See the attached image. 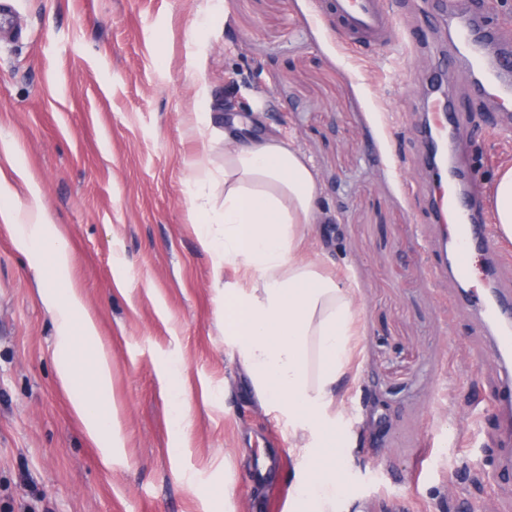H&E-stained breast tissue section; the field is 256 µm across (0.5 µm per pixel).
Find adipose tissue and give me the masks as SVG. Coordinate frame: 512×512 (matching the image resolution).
Wrapping results in <instances>:
<instances>
[{
    "label": "adipose tissue",
    "instance_id": "adipose-tissue-1",
    "mask_svg": "<svg viewBox=\"0 0 512 512\" xmlns=\"http://www.w3.org/2000/svg\"><path fill=\"white\" fill-rule=\"evenodd\" d=\"M317 174L304 153L277 136L242 139L238 129L224 133V213L212 224L195 205L189 220L198 228L204 251L242 278L218 295L224 333L232 337L253 387L290 423L312 420L298 453L322 459L313 479L301 480L295 499L307 512H336L344 483L336 465V385L349 360L355 322L352 289L337 282L309 257L306 236L317 223ZM500 235L512 240V168L500 170L490 193ZM0 220L17 232L24 249L50 252L56 279L45 296L60 351L94 350L91 370L74 360L58 364L64 389L88 438L110 459L121 438L112 405V368L97 350V330L72 281L71 255L64 232L48 223L39 201L25 211L0 208Z\"/></svg>",
    "mask_w": 512,
    "mask_h": 512
}]
</instances>
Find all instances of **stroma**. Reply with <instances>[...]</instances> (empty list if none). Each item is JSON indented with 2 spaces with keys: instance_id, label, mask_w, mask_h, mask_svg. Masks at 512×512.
Wrapping results in <instances>:
<instances>
[{
  "instance_id": "1",
  "label": "stroma",
  "mask_w": 512,
  "mask_h": 512,
  "mask_svg": "<svg viewBox=\"0 0 512 512\" xmlns=\"http://www.w3.org/2000/svg\"><path fill=\"white\" fill-rule=\"evenodd\" d=\"M385 3L392 41L366 48L348 45L328 0H0V144L67 230L123 442L107 464L89 440L57 375L41 296L51 256L20 250L0 223V512H297L289 489L320 462L293 451L291 425L258 399L216 302L236 273L189 220L196 203L224 212L232 115L215 103L228 88L251 106L248 137L281 134L311 159L321 218L306 245L359 303L336 392V512H512V476L471 466L495 447V415L474 440L467 412L498 360L476 311H448L459 280L431 268L451 244L412 134L448 28L420 31L433 0ZM465 105L457 137L493 181L512 133L492 103ZM195 159L213 172L207 188ZM172 365L191 405L183 424ZM271 460L275 477L258 478Z\"/></svg>"
}]
</instances>
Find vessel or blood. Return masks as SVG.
Masks as SVG:
<instances>
[{"label":"vessel or blood","instance_id":"vessel-or-blood-1","mask_svg":"<svg viewBox=\"0 0 512 512\" xmlns=\"http://www.w3.org/2000/svg\"><path fill=\"white\" fill-rule=\"evenodd\" d=\"M439 15L448 20V34L453 51L438 59L437 71L458 64L465 69L467 92L473 99H492L502 109L512 108V46L499 43L490 15L495 0H483L480 9L465 6L462 0H439ZM330 14L342 25L354 44L376 46L387 44L394 18L384 0H332ZM435 121L419 136L427 155L442 156L454 150L453 132L464 116L458 101L440 95L430 102ZM464 169L440 175L429 188L432 210L438 223L451 226L457 239L453 252V268L458 278L470 279L478 255L496 253L497 243L491 225L479 222L484 208L480 193L461 192L458 178ZM453 309L473 307L483 312L486 321H494L512 313V289L466 291L452 303ZM493 349L500 360L498 380L489 394V405L498 411L512 408V330H494ZM497 470L512 472V419H502L498 429Z\"/></svg>","mask_w":512,"mask_h":512}]
</instances>
